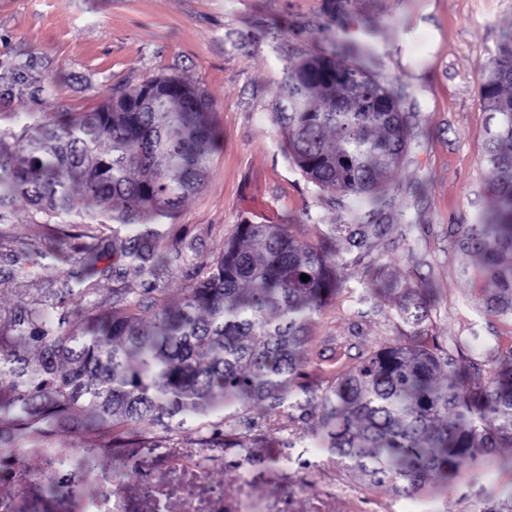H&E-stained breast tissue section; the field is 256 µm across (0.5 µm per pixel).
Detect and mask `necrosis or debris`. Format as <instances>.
<instances>
[{"label":"necrosis or debris","instance_id":"1","mask_svg":"<svg viewBox=\"0 0 512 512\" xmlns=\"http://www.w3.org/2000/svg\"><path fill=\"white\" fill-rule=\"evenodd\" d=\"M99 453L91 438L69 455L44 438L0 448V512H44L47 500L63 512H296L301 497L307 512H336L335 476L276 443L259 456L245 448H167L146 439L138 448L113 449L123 465L119 479L95 465ZM30 457L37 468L27 465ZM228 459L239 471L230 492L211 479ZM157 471L164 480H154ZM260 482L268 484L266 493L256 492Z\"/></svg>","mask_w":512,"mask_h":512}]
</instances>
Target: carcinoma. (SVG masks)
Returning a JSON list of instances; mask_svg holds the SVG:
<instances>
[{
	"label": "carcinoma",
	"instance_id": "cac0c4a2",
	"mask_svg": "<svg viewBox=\"0 0 512 512\" xmlns=\"http://www.w3.org/2000/svg\"><path fill=\"white\" fill-rule=\"evenodd\" d=\"M355 53L343 44L287 65L274 120L288 158L311 182L377 205L406 150L407 120L397 96L354 63ZM480 94L496 120L485 155L493 206L461 228L455 246L494 284L495 307L512 312V37L487 66ZM13 138L10 147L0 134V240L14 243L5 263L48 275L61 257L64 229L34 247L4 223L24 204L49 218L79 216L87 238L109 231L124 243L126 264L100 268L99 250L88 248L80 272L8 311L0 326V379L8 381L0 426L31 437L65 428L134 448L142 435L193 423L233 436L232 421L254 402L319 410L339 464L408 496L512 446V349L504 356L488 349L497 366L482 380L458 374L450 351L400 342L369 354L320 396L304 386L307 326L342 284V264L330 249L298 243L285 224L238 225L173 308L114 288L110 309H102L94 300L99 277L153 273L182 258L162 249L160 220L200 190L215 151L210 98L183 77L116 88L91 112L26 122ZM74 181L95 211H78ZM336 230L359 251L384 225L353 210ZM75 295L85 304L67 307Z\"/></svg>",
	"mask_w": 512,
	"mask_h": 512
}]
</instances>
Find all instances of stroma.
<instances>
[{
	"mask_svg": "<svg viewBox=\"0 0 512 512\" xmlns=\"http://www.w3.org/2000/svg\"><path fill=\"white\" fill-rule=\"evenodd\" d=\"M509 33L512 0H0V88L18 68L28 73L19 93L0 97V133L19 131L26 112L38 120L89 112L112 88L182 76L210 96L217 131L204 185L163 226L167 248L185 258L153 276L101 277L100 298L155 286L163 304L177 305L195 267L216 258L238 224H285L301 243L331 241L348 261L341 288L307 328L312 389L404 340L463 345L459 365L475 362L486 374L484 345L512 349V314L486 308L495 289L474 279L453 239L458 225L492 207L480 84ZM342 42L364 49L358 65L399 95L408 116L409 148L372 215L385 233L358 263L335 227L366 202L309 181L288 161L272 115L289 62ZM427 284L436 290L427 317L405 322L410 291ZM273 419L359 489L369 512H512V447L463 467L449 484L396 498L335 468L317 414L262 404L247 413L252 426Z\"/></svg>",
	"mask_w": 512,
	"mask_h": 512,
	"instance_id": "obj_1",
	"label": "stroma"
}]
</instances>
